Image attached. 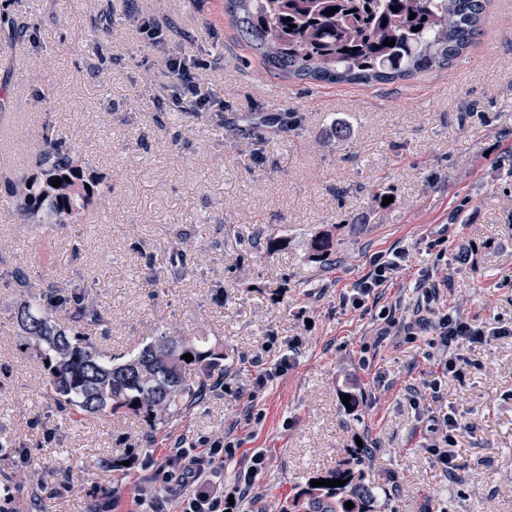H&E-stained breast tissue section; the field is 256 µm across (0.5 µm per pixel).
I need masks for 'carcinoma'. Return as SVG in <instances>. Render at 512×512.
<instances>
[{"mask_svg":"<svg viewBox=\"0 0 512 512\" xmlns=\"http://www.w3.org/2000/svg\"><path fill=\"white\" fill-rule=\"evenodd\" d=\"M489 0H224L238 44L254 53L270 72L317 83H390L422 72L448 68L480 34ZM338 11L331 15L325 11ZM397 11H392V8ZM415 18H410V14ZM291 22H285L286 18ZM294 27H289V24ZM418 31H412V28ZM395 41L388 46L384 41ZM39 173L4 180L9 201L26 224H74L92 209L98 181L90 166L43 136ZM61 185L52 186L56 179ZM330 265L333 239L312 242ZM66 310L80 330L64 328L57 312ZM27 348L47 363V393L61 409L80 417L116 413L162 424L199 399L206 380L188 383L190 366L217 365L224 353L204 336L162 333L136 353L103 356L87 331L107 323L105 314L78 294L31 296L12 313ZM185 354L193 356L188 362ZM341 479L338 487L306 486L293 500L298 512H373L379 487L365 481L348 459L315 477ZM353 508H345L346 502Z\"/></svg>","mask_w":512,"mask_h":512,"instance_id":"obj_1","label":"carcinoma"}]
</instances>
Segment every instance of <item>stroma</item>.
Returning <instances> with one entry per match:
<instances>
[{
    "label": "stroma",
    "instance_id": "stroma-1",
    "mask_svg": "<svg viewBox=\"0 0 512 512\" xmlns=\"http://www.w3.org/2000/svg\"><path fill=\"white\" fill-rule=\"evenodd\" d=\"M154 16L166 44L197 59L224 120L166 107L170 77L129 21ZM0 172H35L43 134L88 160L100 196L86 221L33 231L0 207V500L23 512H138L132 489L168 484L148 462L176 439L203 456L238 443L221 472L264 451L244 512H293L308 479L346 449L381 487L375 512H512V335L466 345L464 382L433 395L426 338L377 341L380 306L416 301L448 237L444 308L512 324V0H490L481 35L443 71L389 84H328L265 70L233 38L224 0H0ZM290 112L288 131L255 118ZM276 228L279 243L259 236ZM336 262L315 261L319 232ZM400 253L404 272L358 310L341 305ZM164 282L154 288L152 279ZM75 292L106 311L104 355L160 332L224 352L201 400L167 424L128 412L73 423L44 388V364L11 318L28 295ZM290 364L256 379L282 353ZM356 382L355 407L341 396ZM456 412V469L427 452L429 420Z\"/></svg>",
    "mask_w": 512,
    "mask_h": 512
}]
</instances>
